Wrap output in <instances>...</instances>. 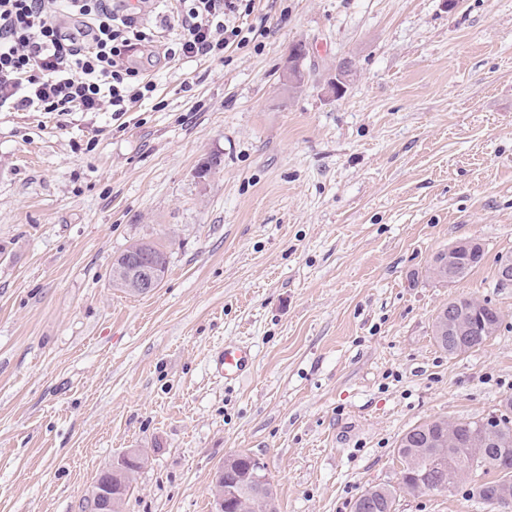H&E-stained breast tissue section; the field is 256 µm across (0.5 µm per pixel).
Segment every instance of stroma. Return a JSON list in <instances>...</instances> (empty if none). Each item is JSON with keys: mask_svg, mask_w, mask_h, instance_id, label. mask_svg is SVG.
I'll return each mask as SVG.
<instances>
[{"mask_svg": "<svg viewBox=\"0 0 512 512\" xmlns=\"http://www.w3.org/2000/svg\"><path fill=\"white\" fill-rule=\"evenodd\" d=\"M262 18V52L160 61L121 120L0 112V512H85L131 448L121 512H214L241 452L278 512H352L398 485L412 426L512 397V0H255ZM469 238L481 265L431 278ZM142 239L167 247L160 287L113 288ZM458 297L501 326L451 357L432 324ZM231 341L256 360L227 382ZM397 512L487 510L432 491Z\"/></svg>", "mask_w": 512, "mask_h": 512, "instance_id": "35a3bbf8", "label": "stroma"}]
</instances>
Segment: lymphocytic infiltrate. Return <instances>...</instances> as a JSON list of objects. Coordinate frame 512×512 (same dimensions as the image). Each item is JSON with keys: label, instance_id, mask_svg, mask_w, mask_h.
Returning <instances> with one entry per match:
<instances>
[{"label": "lymphocytic infiltrate", "instance_id": "f902f5d3", "mask_svg": "<svg viewBox=\"0 0 512 512\" xmlns=\"http://www.w3.org/2000/svg\"><path fill=\"white\" fill-rule=\"evenodd\" d=\"M253 0H177L161 17L181 59L248 48L242 27ZM153 38L139 0H0V112H98L122 116L153 92L132 56Z\"/></svg>", "mask_w": 512, "mask_h": 512}]
</instances>
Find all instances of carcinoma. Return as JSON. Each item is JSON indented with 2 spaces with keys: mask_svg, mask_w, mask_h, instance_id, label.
<instances>
[{
  "mask_svg": "<svg viewBox=\"0 0 512 512\" xmlns=\"http://www.w3.org/2000/svg\"><path fill=\"white\" fill-rule=\"evenodd\" d=\"M125 251H148L167 270L169 254L155 241H135ZM484 250L477 246L448 261V252L441 251L432 266L451 263V280L456 282L482 262ZM480 313L485 326L456 337L453 345L436 339L438 346L450 355L482 347L497 331L500 315L488 302ZM512 398L506 399L504 412L498 416L459 421L456 424L457 444L438 448L439 421L416 425L402 435L396 448L402 464L399 487L378 484L365 489L353 504V512H396L397 491L412 494L417 487L431 491L452 492L468 485L469 495L490 509L512 507ZM248 454L240 453L224 468V512H238L240 499L251 501L252 512H266L264 496L248 480Z\"/></svg>",
  "mask_w": 512,
  "mask_h": 512,
  "instance_id": "1",
  "label": "carcinoma"
}]
</instances>
